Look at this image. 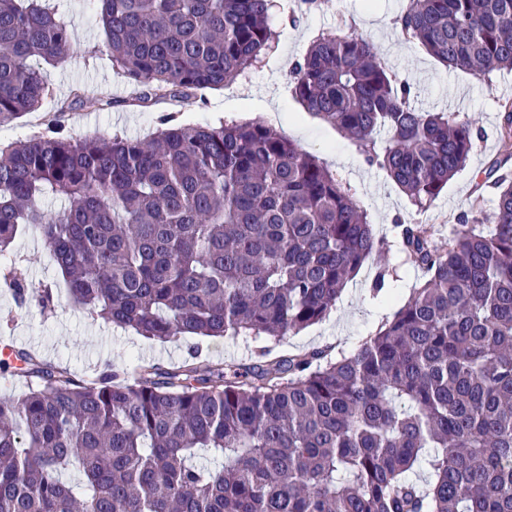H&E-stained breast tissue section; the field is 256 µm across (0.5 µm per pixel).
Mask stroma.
<instances>
[{
    "instance_id": "1",
    "label": "stroma",
    "mask_w": 512,
    "mask_h": 512,
    "mask_svg": "<svg viewBox=\"0 0 512 512\" xmlns=\"http://www.w3.org/2000/svg\"><path fill=\"white\" fill-rule=\"evenodd\" d=\"M409 0H280L270 23L276 31L273 48L257 67L218 89L193 91L162 99H142L139 89L113 68L93 0H65L63 16L75 39L66 63L42 64L50 94L41 106L0 123V144L14 143L42 131L57 109H64L67 133L76 139L122 135L147 139L164 113L179 122L219 124L223 120L257 119L322 161L367 211L385 247L348 282L335 308L323 321L281 338L273 355L306 353L326 346L346 352L356 349L392 318L413 289L424 280L421 269L409 264L394 228L395 222L429 224L436 247L446 246L448 228L472 206L492 217L497 191L487 174L497 169L512 180V155H506L499 126L505 105L512 103V71L486 77L446 67L397 22ZM365 34L379 58L398 80L410 84L415 107L445 112L471 122L474 142L465 166L423 211L411 203L385 170L371 165L365 153L336 127L307 112L293 93L292 72L314 39L324 33ZM99 99L96 110L72 101L74 88ZM389 269L383 290H375L379 269ZM25 277L29 287L54 294L49 308L37 302L16 304L4 278L11 271ZM29 350L39 359L66 367L73 375L94 377L109 364L125 367L142 360L174 369L190 359L205 365L254 363L260 348L249 336L175 337L159 342L93 319L70 299L60 270L34 226H23L8 253L0 255V344Z\"/></svg>"
}]
</instances>
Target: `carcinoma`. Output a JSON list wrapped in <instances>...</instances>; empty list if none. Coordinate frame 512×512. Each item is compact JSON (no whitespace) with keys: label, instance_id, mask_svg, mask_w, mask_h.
Listing matches in <instances>:
<instances>
[{"label":"carcinoma","instance_id":"cac0c4a2","mask_svg":"<svg viewBox=\"0 0 512 512\" xmlns=\"http://www.w3.org/2000/svg\"><path fill=\"white\" fill-rule=\"evenodd\" d=\"M97 2L112 66L156 97L222 87L275 39L272 0ZM61 6L0 0V121L48 96L35 61L68 59ZM399 24L449 67L512 70V0H411ZM293 83L420 209L472 149V125L413 108L363 35L318 37ZM158 124L150 142L76 140L54 115L0 147V253L36 225L71 300L147 339L276 341L325 319L383 247L366 211L260 121ZM495 185L492 227L474 209L442 249L399 225L425 281L352 352L84 381L12 349L28 392L0 397V512H512V181Z\"/></svg>","mask_w":512,"mask_h":512}]
</instances>
